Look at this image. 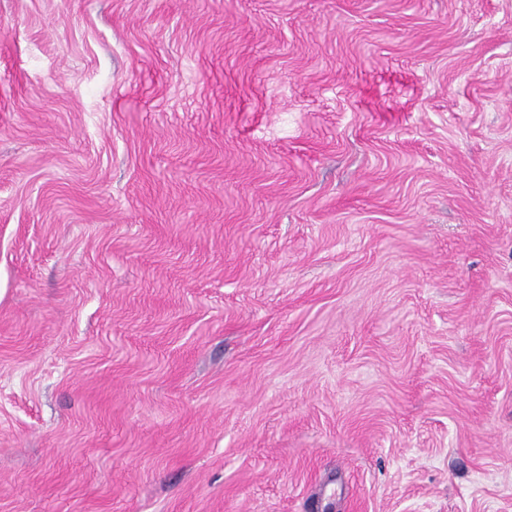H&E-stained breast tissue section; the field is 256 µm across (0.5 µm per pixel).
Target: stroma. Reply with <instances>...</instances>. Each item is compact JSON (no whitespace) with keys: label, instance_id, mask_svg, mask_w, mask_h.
Returning <instances> with one entry per match:
<instances>
[{"label":"stroma","instance_id":"stroma-1","mask_svg":"<svg viewBox=\"0 0 512 512\" xmlns=\"http://www.w3.org/2000/svg\"><path fill=\"white\" fill-rule=\"evenodd\" d=\"M0 512H512V0H0Z\"/></svg>","mask_w":512,"mask_h":512}]
</instances>
